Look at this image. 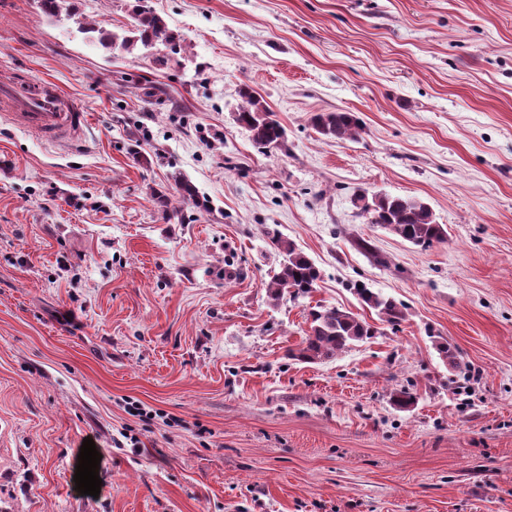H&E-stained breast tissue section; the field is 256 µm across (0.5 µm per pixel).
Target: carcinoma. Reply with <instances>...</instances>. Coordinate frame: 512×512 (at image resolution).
I'll return each mask as SVG.
<instances>
[{"label": "carcinoma", "mask_w": 512, "mask_h": 512, "mask_svg": "<svg viewBox=\"0 0 512 512\" xmlns=\"http://www.w3.org/2000/svg\"><path fill=\"white\" fill-rule=\"evenodd\" d=\"M132 17L134 29L129 35L107 37L99 34L98 42L107 46L118 43L126 51L137 45L147 46L160 41L173 53L180 51L182 38L168 27L167 22L149 7L139 8V0H134ZM242 104L235 112L236 123L250 133L253 143L262 148H279L285 144L286 130L247 85L240 88ZM316 131L329 139H354L361 131L360 117L354 112H320L312 117ZM179 191L180 205L160 195L157 204L164 217L178 223L185 221L183 205L191 204L198 208L200 202L197 188L181 175L173 176ZM353 206L369 216V223L379 224L404 240L421 247L448 239V230L435 222L430 207L423 201L376 193L372 196L359 193L351 199ZM271 246L282 257L280 269L265 283L266 293L273 304L286 295L293 299L309 296L321 279L320 269L300 250L296 244L275 233L269 237ZM361 302L374 310L391 326L405 320V307L393 298L361 286L355 288ZM309 328L300 347L290 352V356L304 363H317L330 360L351 345L364 342L375 335L374 327L354 313L338 308L319 306L310 313Z\"/></svg>", "instance_id": "carcinoma-1"}]
</instances>
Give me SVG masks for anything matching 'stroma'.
Instances as JSON below:
<instances>
[{
	"mask_svg": "<svg viewBox=\"0 0 512 512\" xmlns=\"http://www.w3.org/2000/svg\"><path fill=\"white\" fill-rule=\"evenodd\" d=\"M73 2L0 0V77L89 115L65 143L0 117V512H512V0H148L175 55L89 43L131 29V0ZM243 85L285 147L235 123ZM336 110L356 138L315 131ZM177 173L210 201L182 224L153 198ZM363 192L426 201L447 241L369 223ZM271 229L321 271L275 307ZM319 304L376 336L289 358ZM316 131L329 139H354L361 131L360 117L354 112H320L313 115ZM361 285V288H358ZM354 288L356 295L361 302L370 309H373L377 315L391 326H398L405 320V307L397 303L392 297L383 295L381 292H375L363 284H358Z\"/></svg>",
	"mask_w": 512,
	"mask_h": 512,
	"instance_id": "obj_1",
	"label": "stroma"
}]
</instances>
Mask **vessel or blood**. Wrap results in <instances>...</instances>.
<instances>
[{"mask_svg":"<svg viewBox=\"0 0 512 512\" xmlns=\"http://www.w3.org/2000/svg\"><path fill=\"white\" fill-rule=\"evenodd\" d=\"M0 109L17 126L34 130L50 142L78 139L88 123L86 113L50 81L27 94L19 93L13 84H0Z\"/></svg>","mask_w":512,"mask_h":512,"instance_id":"vessel-or-blood-1","label":"vessel or blood"}]
</instances>
